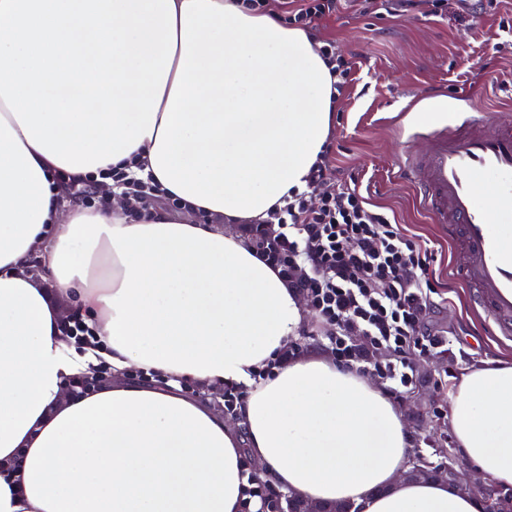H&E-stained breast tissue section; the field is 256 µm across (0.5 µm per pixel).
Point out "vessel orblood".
I'll return each mask as SVG.
<instances>
[{
	"label": "vessel or blood",
	"instance_id": "1",
	"mask_svg": "<svg viewBox=\"0 0 512 512\" xmlns=\"http://www.w3.org/2000/svg\"><path fill=\"white\" fill-rule=\"evenodd\" d=\"M459 111L432 129L413 128L400 156L401 179L415 188L452 248L483 333L512 342V123H491L459 93ZM425 138L428 148L412 144Z\"/></svg>",
	"mask_w": 512,
	"mask_h": 512
}]
</instances>
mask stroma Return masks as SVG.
<instances>
[{
    "mask_svg": "<svg viewBox=\"0 0 512 512\" xmlns=\"http://www.w3.org/2000/svg\"><path fill=\"white\" fill-rule=\"evenodd\" d=\"M353 62V82L340 111L334 112L330 137L340 175L356 174L369 202L395 217L411 235L432 247L433 269L442 299L429 317L430 327L452 338L448 351L416 358L419 374L413 394L399 401L414 454L438 463L462 461L450 425V394L461 377L489 363L512 364V346L481 336L480 319L470 310L464 288L451 270V252L414 192L397 178L402 127L417 112L454 92L470 95L491 121L512 122V0L461 26L445 18L392 16L373 6L363 10L348 0L321 24ZM447 385H439L440 377Z\"/></svg>",
    "mask_w": 512,
    "mask_h": 512,
    "instance_id": "stroma-1",
    "label": "stroma"
}]
</instances>
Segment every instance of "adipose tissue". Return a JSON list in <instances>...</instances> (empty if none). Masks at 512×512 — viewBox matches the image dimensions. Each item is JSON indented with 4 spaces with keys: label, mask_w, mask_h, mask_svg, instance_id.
I'll return each instance as SVG.
<instances>
[{
    "label": "adipose tissue",
    "mask_w": 512,
    "mask_h": 512,
    "mask_svg": "<svg viewBox=\"0 0 512 512\" xmlns=\"http://www.w3.org/2000/svg\"><path fill=\"white\" fill-rule=\"evenodd\" d=\"M333 94L304 30L234 0H0V512H254L250 467L316 504L480 512L403 478L404 416L366 377L284 359L301 297L237 231L304 188ZM116 169L179 215L130 219ZM84 184L111 206L70 202ZM186 383L248 392L229 421ZM450 411L512 485V365L464 375Z\"/></svg>",
    "instance_id": "ef3b65f1"
}]
</instances>
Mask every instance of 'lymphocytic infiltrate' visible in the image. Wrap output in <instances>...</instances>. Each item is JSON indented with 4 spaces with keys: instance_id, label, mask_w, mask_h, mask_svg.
<instances>
[{
    "instance_id": "f902f5d3",
    "label": "lymphocytic infiltrate",
    "mask_w": 512,
    "mask_h": 512,
    "mask_svg": "<svg viewBox=\"0 0 512 512\" xmlns=\"http://www.w3.org/2000/svg\"><path fill=\"white\" fill-rule=\"evenodd\" d=\"M341 2L295 0L287 22L311 36L342 98L353 65L334 40L318 33ZM332 158L333 145L325 143L305 189L243 232L256 253L307 298L309 337L327 338L338 364L377 376L389 398L400 400L414 388L415 357L450 342L429 325L439 285L434 251L369 208L355 180L337 178Z\"/></svg>"
}]
</instances>
